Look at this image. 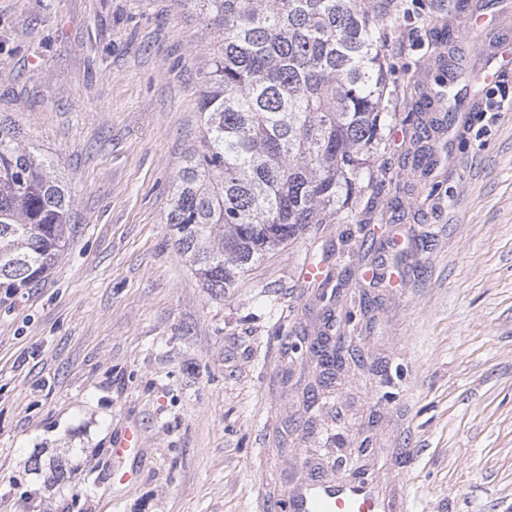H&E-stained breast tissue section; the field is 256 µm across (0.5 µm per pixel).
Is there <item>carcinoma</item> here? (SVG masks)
I'll return each mask as SVG.
<instances>
[{"instance_id":"obj_1","label":"carcinoma","mask_w":512,"mask_h":512,"mask_svg":"<svg viewBox=\"0 0 512 512\" xmlns=\"http://www.w3.org/2000/svg\"><path fill=\"white\" fill-rule=\"evenodd\" d=\"M220 47L203 71L198 145L166 223L207 288L233 287L312 224L352 221L382 141L383 17L371 0H191ZM61 172L0 120V288L45 278L71 231ZM342 345L306 352L333 378Z\"/></svg>"}]
</instances>
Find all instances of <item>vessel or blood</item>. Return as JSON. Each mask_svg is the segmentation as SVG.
Returning <instances> with one entry per match:
<instances>
[{"label":"vessel or blood","instance_id":"1","mask_svg":"<svg viewBox=\"0 0 512 512\" xmlns=\"http://www.w3.org/2000/svg\"><path fill=\"white\" fill-rule=\"evenodd\" d=\"M141 448V429L137 424L128 425L115 439L112 459L121 469V482H128L134 476L130 460L136 459ZM381 503L376 497L371 482L336 486L318 483L306 488L291 498L287 512H380Z\"/></svg>","mask_w":512,"mask_h":512}]
</instances>
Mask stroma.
<instances>
[{"label": "stroma", "mask_w": 512, "mask_h": 512, "mask_svg": "<svg viewBox=\"0 0 512 512\" xmlns=\"http://www.w3.org/2000/svg\"><path fill=\"white\" fill-rule=\"evenodd\" d=\"M374 2L390 96L356 223L313 225L214 292L165 222L218 48L190 0H0V114L73 196L50 274L0 300V512H283L359 468L394 512H512V73L466 77L512 52V0L473 22ZM447 86L458 118L415 153L416 107ZM312 259L348 276L332 311L359 353L313 403L285 351L323 327ZM37 453L68 458L63 478L30 470ZM141 448V429L136 423L128 425L124 431L114 440L112 459L122 475L121 483L130 481L135 471L127 466V462L135 460Z\"/></svg>", "instance_id": "stroma-1"}]
</instances>
